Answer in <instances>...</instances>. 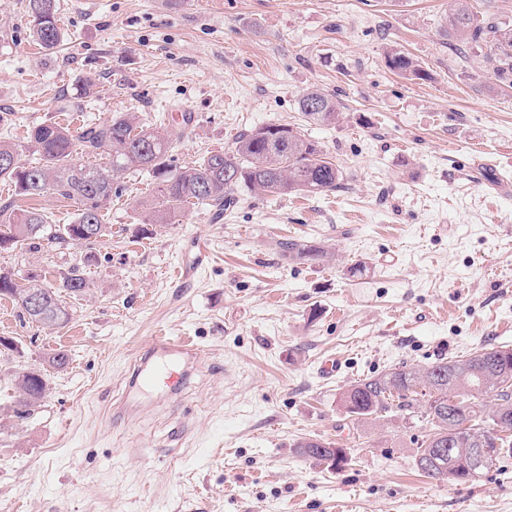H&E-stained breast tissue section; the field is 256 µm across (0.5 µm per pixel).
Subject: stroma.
Here are the masks:
<instances>
[{"label":"stroma","mask_w":512,"mask_h":512,"mask_svg":"<svg viewBox=\"0 0 512 512\" xmlns=\"http://www.w3.org/2000/svg\"><path fill=\"white\" fill-rule=\"evenodd\" d=\"M66 38L35 43L27 0H0V139L31 162L33 127L71 129L132 112L182 130L177 164L227 150L247 129L286 124L342 167L322 196H256L213 216L145 218L155 186L133 173L90 247L0 251V274L40 271L57 287L72 267L89 286L69 322L47 331L0 296V414L11 377L53 352L66 369L30 418L0 427V512H512V457L476 481L437 484L415 466L427 428L392 409L356 419L355 382L483 346L512 348V84L451 47L448 0H58ZM399 49L426 76L406 79ZM94 74L98 85L83 93ZM318 87L339 123L308 125L299 96ZM193 121L182 125V112ZM51 223L73 203L18 197ZM323 247L285 260L280 245ZM365 265L363 273L351 267ZM158 335L201 349L177 393H127ZM342 364L322 376L328 359ZM345 448L334 470L297 442ZM388 67L398 75L406 78H422L423 70L413 58L401 50L391 49L387 53Z\"/></svg>","instance_id":"stroma-1"}]
</instances>
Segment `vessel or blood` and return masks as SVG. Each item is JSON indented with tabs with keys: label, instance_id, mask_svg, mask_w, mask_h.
<instances>
[{
	"label": "vessel or blood",
	"instance_id": "1",
	"mask_svg": "<svg viewBox=\"0 0 512 512\" xmlns=\"http://www.w3.org/2000/svg\"><path fill=\"white\" fill-rule=\"evenodd\" d=\"M198 358L192 343L177 342L164 336L155 337L151 346L142 354L130 381V390L142 387L165 386L176 388L184 379V368Z\"/></svg>",
	"mask_w": 512,
	"mask_h": 512
}]
</instances>
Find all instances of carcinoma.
Segmentation results:
<instances>
[{"instance_id":"carcinoma-1","label":"carcinoma","mask_w":512,"mask_h":512,"mask_svg":"<svg viewBox=\"0 0 512 512\" xmlns=\"http://www.w3.org/2000/svg\"><path fill=\"white\" fill-rule=\"evenodd\" d=\"M31 35L51 52L64 40L59 26L56 0H28ZM443 31L448 41L470 49L489 48L485 58L494 63L501 79L512 75V24L480 22L470 0H450ZM388 67L406 78H421L423 70L406 53L392 49ZM305 121L330 125L340 120L334 98L311 88L297 100ZM174 132H161L140 125L126 113L73 131L58 124H42L30 134L29 151L34 161L20 163L14 145L0 141V179L14 185L15 195L35 199L51 192L75 204L74 220L60 228L48 222L37 209L21 213L11 205L0 206V249L25 245L38 250L42 243L79 244L94 235L106 236L103 210L120 190L121 179L131 172H145L157 183L155 203L147 215L150 224H168L185 206L205 204L216 215L234 207L237 192L246 188L254 194L282 196L300 193L319 196L339 189L342 168L318 142L299 131L269 124L237 136L232 148L211 153L198 161L173 164ZM80 152L101 155V165L74 162ZM290 261L316 260L323 248L299 243L281 244ZM38 275L26 274L20 285L0 276V295L23 296L35 289L45 303V329L63 326L69 320L64 297L76 298L88 287L86 278L73 269L58 288H41ZM13 416L26 419L41 406L48 389L47 379L30 369L14 377ZM457 408L448 413V400ZM340 401L347 412L368 417L391 408L413 418L421 414L429 425L415 455L417 469L439 484L471 482L502 457L512 456V349L482 348L465 359L439 360L426 367L402 366L381 376L362 379L342 392ZM453 440V451L442 455L441 445ZM302 454L318 464L340 470L348 462L346 449L307 439L299 442ZM485 448V463L473 469L472 449Z\"/></svg>"}]
</instances>
